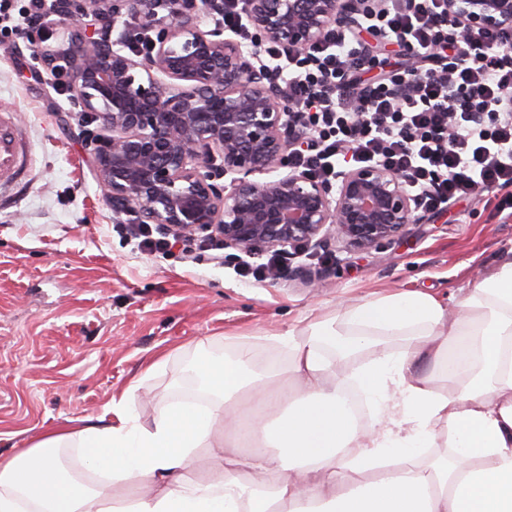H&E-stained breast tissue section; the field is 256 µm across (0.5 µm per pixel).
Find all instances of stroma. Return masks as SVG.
<instances>
[{
  "label": "stroma",
  "instance_id": "1",
  "mask_svg": "<svg viewBox=\"0 0 512 512\" xmlns=\"http://www.w3.org/2000/svg\"><path fill=\"white\" fill-rule=\"evenodd\" d=\"M49 69L31 73L0 45V109L16 112L33 152L31 179L0 207V453L53 428L101 416L130 393L141 421L188 401L192 363L232 353L248 337L254 359L287 361L271 334L309 313L376 294L464 296L512 251V193L492 189L367 252L329 241L290 255L278 277L239 274L246 252L223 259L137 249L117 225L97 172L101 128L69 111ZM319 281L310 288L296 267Z\"/></svg>",
  "mask_w": 512,
  "mask_h": 512
}]
</instances>
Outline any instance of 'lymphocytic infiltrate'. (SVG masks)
<instances>
[{"instance_id":"f902f5d3","label":"lymphocytic infiltrate","mask_w":512,"mask_h":512,"mask_svg":"<svg viewBox=\"0 0 512 512\" xmlns=\"http://www.w3.org/2000/svg\"><path fill=\"white\" fill-rule=\"evenodd\" d=\"M57 2L0 0V35L19 49ZM447 7L382 0L357 28L335 30L306 52L263 49L292 98L297 167L332 182L346 165L383 166L405 176L430 212L512 189V41L448 28L440 20ZM372 37L398 45L390 70L377 71Z\"/></svg>"}]
</instances>
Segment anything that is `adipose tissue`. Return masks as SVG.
I'll use <instances>...</instances> for the list:
<instances>
[{"mask_svg": "<svg viewBox=\"0 0 512 512\" xmlns=\"http://www.w3.org/2000/svg\"><path fill=\"white\" fill-rule=\"evenodd\" d=\"M462 307L452 318L444 299L401 291L309 319L274 337L283 372L256 370L238 338L195 365L206 403L145 423L125 394L98 422L0 455V512H512V255ZM377 336L404 344L337 374ZM203 447L223 450L224 468L198 483ZM63 448L99 487L67 476ZM127 481L144 492L114 502Z\"/></svg>", "mask_w": 512, "mask_h": 512, "instance_id": "1", "label": "adipose tissue"}]
</instances>
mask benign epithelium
I'll return each instance as SVG.
<instances>
[{"instance_id": "7a95c632", "label": "benign epithelium", "mask_w": 512, "mask_h": 512, "mask_svg": "<svg viewBox=\"0 0 512 512\" xmlns=\"http://www.w3.org/2000/svg\"><path fill=\"white\" fill-rule=\"evenodd\" d=\"M67 45L43 58L79 102L111 132L98 155L112 210L138 224L175 230L181 239L220 237L224 247L263 255L340 240L366 251L398 240L418 212L404 177L376 164L336 177V188L297 169L293 105L256 52L204 31L201 16L224 13V0H64ZM367 0H243L255 44L305 51L331 28L350 27ZM112 16L140 20L155 34L136 59L97 25ZM447 24L472 35H512V0H448Z\"/></svg>"}]
</instances>
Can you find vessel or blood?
Masks as SVG:
<instances>
[{
  "label": "vessel or blood",
  "instance_id": "obj_1",
  "mask_svg": "<svg viewBox=\"0 0 512 512\" xmlns=\"http://www.w3.org/2000/svg\"><path fill=\"white\" fill-rule=\"evenodd\" d=\"M32 168L30 142L15 113L0 111V204H11L26 188Z\"/></svg>",
  "mask_w": 512,
  "mask_h": 512
}]
</instances>
